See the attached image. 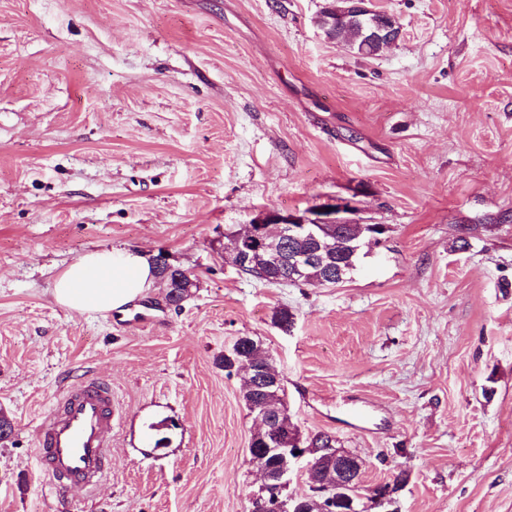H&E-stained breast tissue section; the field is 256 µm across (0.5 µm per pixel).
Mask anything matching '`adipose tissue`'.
<instances>
[{
	"label": "adipose tissue",
	"instance_id": "1",
	"mask_svg": "<svg viewBox=\"0 0 512 512\" xmlns=\"http://www.w3.org/2000/svg\"><path fill=\"white\" fill-rule=\"evenodd\" d=\"M147 257L124 248L91 251L56 279L55 301L77 313H109L141 297L154 284Z\"/></svg>",
	"mask_w": 512,
	"mask_h": 512
}]
</instances>
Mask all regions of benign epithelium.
<instances>
[{
    "mask_svg": "<svg viewBox=\"0 0 512 512\" xmlns=\"http://www.w3.org/2000/svg\"><path fill=\"white\" fill-rule=\"evenodd\" d=\"M344 17L357 21L365 30L367 41L377 45L384 41L397 43L403 37V27L396 17L388 12L375 8L374 0H344ZM353 213V206L346 202L326 203L305 214L283 212L277 209H265L253 220L252 225L257 227L251 238L239 243L238 251L243 263H248L250 256L263 253L267 264L283 272H291L293 278H301L304 269L315 261L317 253L321 250V242L317 240L315 230L317 226L328 224H351L353 220L348 215ZM267 226L278 228V239L268 241L263 235ZM300 237L315 241L313 250L306 253H290L285 245L289 240ZM254 414L265 418L269 435L276 440V444L263 449L264 457L270 459L265 475L258 490L251 494L250 512H300L299 498L286 494L290 483V475L294 467L301 461H306L308 469L323 461L338 463V468L344 472L347 480L343 482L344 496L337 497L336 491L330 486L320 483L309 485V495L324 500L325 512H335L336 503L345 500L348 503V512H365L367 505L363 503V495L359 492L357 478L354 477L352 467L353 455L337 448H315L311 440H302L299 432L295 431L283 443L280 439V423L266 413V409L259 405L254 407Z\"/></svg>",
    "mask_w": 512,
    "mask_h": 512,
    "instance_id": "benign-epithelium-1",
    "label": "benign epithelium"
}]
</instances>
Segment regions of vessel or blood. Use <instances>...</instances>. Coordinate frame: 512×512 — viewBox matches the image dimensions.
<instances>
[{
  "label": "vessel or blood",
  "mask_w": 512,
  "mask_h": 512,
  "mask_svg": "<svg viewBox=\"0 0 512 512\" xmlns=\"http://www.w3.org/2000/svg\"><path fill=\"white\" fill-rule=\"evenodd\" d=\"M113 419L109 384L89 380L63 389L52 417L35 433V454L52 491L90 489L104 478Z\"/></svg>",
  "instance_id": "obj_1"
}]
</instances>
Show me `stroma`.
Instances as JSON below:
<instances>
[{
	"instance_id": "1",
	"label": "stroma",
	"mask_w": 512,
	"mask_h": 512,
	"mask_svg": "<svg viewBox=\"0 0 512 512\" xmlns=\"http://www.w3.org/2000/svg\"><path fill=\"white\" fill-rule=\"evenodd\" d=\"M324 4L0 0V512H249L259 424L220 363L245 336L362 491L403 472L394 512H512V0H375L404 36L371 58L324 37ZM336 200L387 227L340 284L224 249ZM112 247L167 254L192 296L58 305L57 275ZM89 378L112 386L108 472L52 499L34 431Z\"/></svg>"
}]
</instances>
